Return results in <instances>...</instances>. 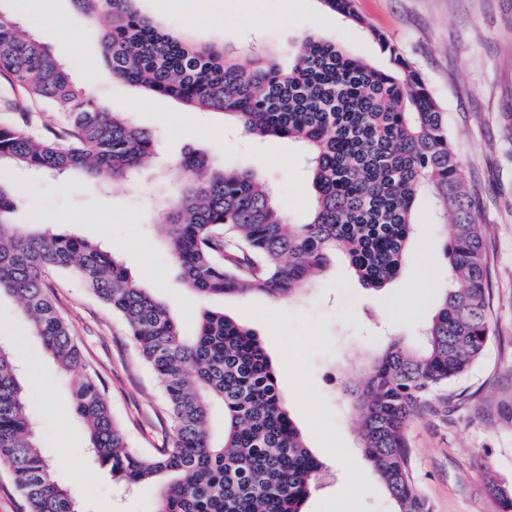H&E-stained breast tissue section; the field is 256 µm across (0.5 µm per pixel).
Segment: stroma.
<instances>
[{
	"mask_svg": "<svg viewBox=\"0 0 512 512\" xmlns=\"http://www.w3.org/2000/svg\"><path fill=\"white\" fill-rule=\"evenodd\" d=\"M197 4L191 19L182 0H138L144 15L190 41L240 50L244 65L249 49L277 48L290 56L314 32L376 65L389 64L366 29L328 12L322 0H252L251 24L240 0ZM56 5L50 15H19L21 31L59 56L72 77L113 111L128 113L150 131L158 161L197 150L215 163L251 170L273 188L292 223L309 220L314 191L295 143L260 139L220 113L192 112L115 80L72 0H56ZM355 7L368 27L399 48L447 112L448 134L485 226L493 336L470 372L408 423L413 477L431 512H499L487 477L495 475L512 490V0H355ZM4 120L41 136L61 118L0 77ZM0 179L15 182L24 197L14 217L18 229L57 224L112 251L137 282L170 305L184 334H193L207 309L224 312L258 334L292 418L331 475L312 489L305 512H392L361 451L356 415L342 389L361 381L372 358L392 339L422 349V327L454 286L440 262L430 200L421 203L402 274L386 288H366L340 255L301 297L275 302L262 295L202 298L186 289L167 242L154 229L164 219L162 201L175 191L170 183L117 181L104 190L79 173L8 166L0 168ZM47 284L132 446L148 455L165 447L171 421L160 382L125 324L72 277L51 274ZM298 341L304 348L296 359L291 346ZM0 344L21 368L42 450L83 512H154L156 484H117L91 456L85 429L72 412L73 375L62 373L29 336L18 305L6 296L0 297Z\"/></svg>",
	"mask_w": 512,
	"mask_h": 512,
	"instance_id": "obj_1",
	"label": "stroma"
}]
</instances>
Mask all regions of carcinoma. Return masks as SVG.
<instances>
[{
  "label": "carcinoma",
  "instance_id": "obj_1",
  "mask_svg": "<svg viewBox=\"0 0 512 512\" xmlns=\"http://www.w3.org/2000/svg\"><path fill=\"white\" fill-rule=\"evenodd\" d=\"M72 2L115 78L191 111L222 113L257 137L292 140L306 154L315 206L305 224L291 223L269 185L246 169L220 167L195 152L162 170L179 193L163 203L159 231L183 283L200 296L291 300L336 251L364 286L380 290L401 272L420 201L429 196L440 208L450 225L441 252L457 287L425 325L423 350L394 339L366 377L346 388L364 456L395 512H430L412 475L406 424L482 356L491 307L484 225L448 134L447 113L425 80L373 29L391 70L312 35L286 66L266 52L245 68L222 45L192 44L169 33L140 12L137 0ZM322 2L367 27L354 0ZM0 76L62 119L48 137L0 123V165L78 172L107 184L140 178L157 153L151 132L109 111L2 8ZM21 204L19 188L0 182V296L21 305L29 335L63 372L82 374L70 390L73 411L89 452L112 480L127 486L160 480L156 512H303L322 464L296 427L256 334L206 310L197 333L184 335L169 304L142 288L111 251L49 224L18 231L12 215ZM51 271L72 276L110 306L159 377L173 434L157 453L131 446L102 385L86 372L76 336L49 295ZM215 404L224 408L220 442L211 436ZM0 466L8 468L29 512H80L40 450L18 367L2 346Z\"/></svg>",
  "mask_w": 512,
  "mask_h": 512
}]
</instances>
